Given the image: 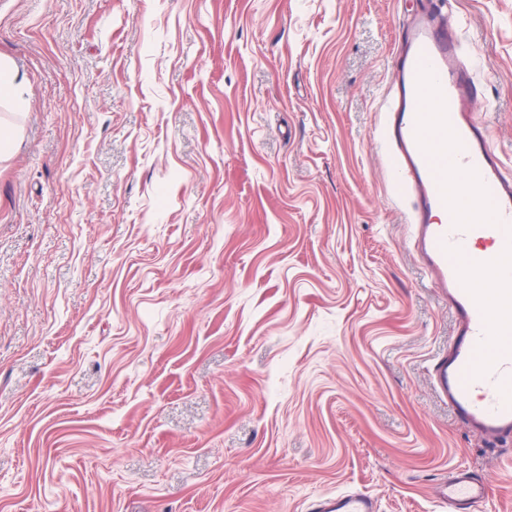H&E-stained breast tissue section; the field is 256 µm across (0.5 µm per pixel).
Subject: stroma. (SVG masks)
<instances>
[{
  "label": "stroma",
  "instance_id": "35a3bbf8",
  "mask_svg": "<svg viewBox=\"0 0 512 512\" xmlns=\"http://www.w3.org/2000/svg\"><path fill=\"white\" fill-rule=\"evenodd\" d=\"M420 7L0 0V512H440L458 467L512 512L379 137ZM453 13L512 156V0ZM20 83L18 82L17 74L11 69V67L0 62V105L2 101L7 104L15 101L20 104L17 99ZM313 512H376L374 499L364 493L345 492L335 496H320L315 501Z\"/></svg>",
  "mask_w": 512,
  "mask_h": 512
}]
</instances>
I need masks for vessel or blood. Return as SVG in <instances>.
<instances>
[{
	"mask_svg": "<svg viewBox=\"0 0 512 512\" xmlns=\"http://www.w3.org/2000/svg\"><path fill=\"white\" fill-rule=\"evenodd\" d=\"M401 42L383 138L395 190L414 200L415 249L456 323L432 384L457 419L495 446L512 439V176L490 143L480 88L441 12L422 8ZM425 99L432 112L417 111ZM480 280L491 291L477 288ZM490 494L467 471L450 473L437 490L447 512H478ZM312 512L377 508L371 496L345 492L318 497Z\"/></svg>",
	"mask_w": 512,
	"mask_h": 512,
	"instance_id": "obj_1",
	"label": "vessel or blood"
}]
</instances>
